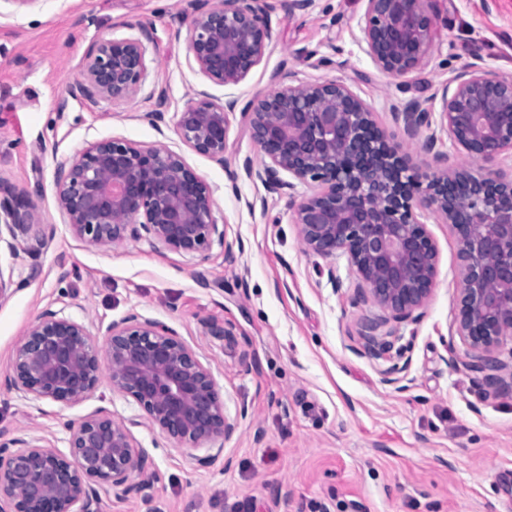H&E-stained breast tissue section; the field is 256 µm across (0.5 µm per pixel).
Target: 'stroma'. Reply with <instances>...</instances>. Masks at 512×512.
I'll list each match as a JSON object with an SVG mask.
<instances>
[{
	"label": "stroma",
	"mask_w": 512,
	"mask_h": 512,
	"mask_svg": "<svg viewBox=\"0 0 512 512\" xmlns=\"http://www.w3.org/2000/svg\"><path fill=\"white\" fill-rule=\"evenodd\" d=\"M267 2L271 44L230 88L188 52L187 0H0V188L29 192L35 224L52 231L39 253L0 250V272L11 280L0 302V431L48 438L65 454V421L112 412L160 479L126 496L98 486L99 512H505L512 393L484 384L456 332L461 262L452 227L427 219L435 284L417 321L395 320L363 291L347 256L305 249L285 199L256 179L230 183L226 166L263 160L241 112L227 116L224 166L186 146L174 123L198 91L246 101L272 91L279 73L336 79L372 106L418 176L472 167L439 126L409 135L394 110L410 100L439 109L448 80L473 63L512 76V0H435L434 49L402 87L357 41L363 0H314L295 13L288 0ZM142 24L154 40L138 92L116 102L71 96L89 47L138 35ZM161 92L168 112L155 127L144 115ZM431 136L436 144L424 150ZM102 139L181 155L211 187L223 243L192 256L145 236L103 249L75 238L56 184L79 151ZM48 310L98 335L131 314L172 327L211 369L235 426L214 461L200 466L206 449L174 447L108 380L70 406L8 389L15 347ZM209 320L233 326V337L213 339ZM370 323L405 354L369 355Z\"/></svg>",
	"instance_id": "1"
}]
</instances>
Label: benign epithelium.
<instances>
[{
    "label": "benign epithelium",
    "instance_id": "obj_1",
    "mask_svg": "<svg viewBox=\"0 0 512 512\" xmlns=\"http://www.w3.org/2000/svg\"><path fill=\"white\" fill-rule=\"evenodd\" d=\"M265 0H190L189 53L199 70L218 84L243 82L271 42ZM358 22L361 42L375 64L399 83L433 50L437 15L433 0H365ZM139 36L103 39L88 51L90 97L122 101L134 96L146 71L145 42ZM237 99L216 102L194 94L177 114L176 132L188 147L238 173L224 158L227 114ZM167 98L144 115L157 126ZM252 139L263 153L259 168L245 160L247 177L288 195L287 206L308 250L344 254L370 298L395 318L408 321L423 307L435 282L438 251L418 216L428 213L452 225L462 267L457 334L476 352L470 367L493 389L512 390L501 375L495 350L512 340V179L492 176L488 165L512 152V77L473 64L443 89L440 127L448 139L481 161L421 181L408 155L389 141L371 106L337 80L277 87L247 101ZM413 132L432 126V112L415 101L401 110ZM288 178H283V175ZM307 187L296 197L295 184ZM56 200L71 233L107 248L145 232L172 250L195 255L224 231L212 217V193L203 177L164 145L142 146L104 139L78 153L57 181ZM28 194L0 196V224L9 250L35 253L49 238L30 234ZM105 356L87 328L47 310L14 351L6 385L34 400L71 405L82 400L107 372L112 391L129 396L151 426L178 448H204L234 430L211 370L166 324L131 314L104 333ZM368 352L382 356L404 347L368 336ZM69 454L45 438L8 437L0 432V512H93L96 484L117 493H138L159 480L148 457L136 449L127 426L100 411L68 421Z\"/></svg>",
    "mask_w": 512,
    "mask_h": 512
}]
</instances>
